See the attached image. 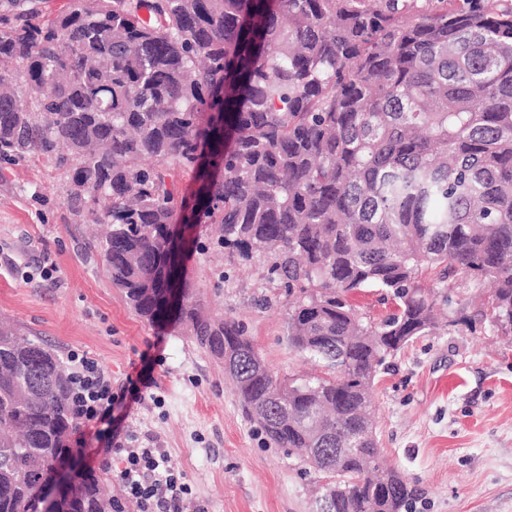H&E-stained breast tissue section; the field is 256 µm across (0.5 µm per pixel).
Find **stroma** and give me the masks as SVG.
<instances>
[{
	"label": "stroma",
	"instance_id": "35a3bbf8",
	"mask_svg": "<svg viewBox=\"0 0 512 512\" xmlns=\"http://www.w3.org/2000/svg\"><path fill=\"white\" fill-rule=\"evenodd\" d=\"M65 184L47 159L0 163V318L60 356L87 353L117 384L151 360L154 384L123 426L189 485L183 512H319L324 476L268 444L221 363L128 307L99 253L104 226L72 220ZM46 256L58 282L22 280L18 261ZM184 264L210 313L243 322L279 377L318 374L289 344L285 290L261 260L191 249ZM481 292L469 285L457 325L413 339L375 380L376 438L414 492L407 512H512V336L468 325Z\"/></svg>",
	"mask_w": 512,
	"mask_h": 512
}]
</instances>
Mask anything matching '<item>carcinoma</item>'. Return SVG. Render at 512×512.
I'll list each match as a JSON object with an SVG mask.
<instances>
[{"label":"carcinoma","instance_id":"cac0c4a2","mask_svg":"<svg viewBox=\"0 0 512 512\" xmlns=\"http://www.w3.org/2000/svg\"><path fill=\"white\" fill-rule=\"evenodd\" d=\"M0 0V161H56L75 220L142 320L170 319L224 360L250 421L330 478V512H404V475L372 424L380 368L439 327L473 282L477 320L512 332V5L504 0ZM196 189L181 195L177 174ZM210 226L231 260L286 288L295 350L343 377L282 380L246 327L213 317L174 230ZM374 287L393 312L355 296ZM59 353L0 322V512H113L68 442ZM351 439L355 451L336 456ZM355 302L374 319H381L390 312V303L382 300L381 293L376 288H367L358 293Z\"/></svg>","mask_w":512,"mask_h":512}]
</instances>
